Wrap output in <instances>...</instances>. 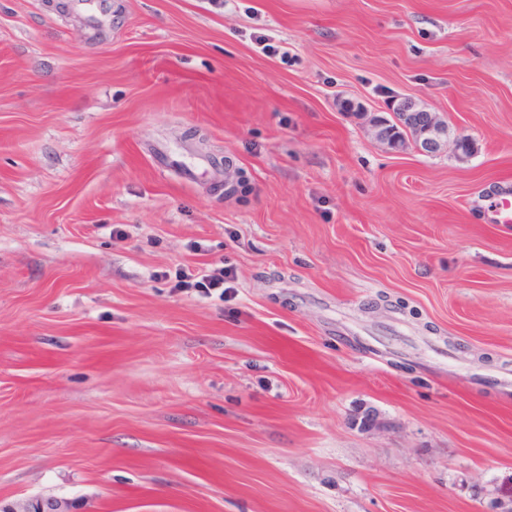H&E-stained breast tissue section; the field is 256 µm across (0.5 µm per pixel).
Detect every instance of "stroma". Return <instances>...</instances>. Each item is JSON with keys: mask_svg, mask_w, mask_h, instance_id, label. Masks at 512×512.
<instances>
[{"mask_svg": "<svg viewBox=\"0 0 512 512\" xmlns=\"http://www.w3.org/2000/svg\"><path fill=\"white\" fill-rule=\"evenodd\" d=\"M508 178L512 0H0V500L512 512ZM343 109L346 111H354L355 115L361 117V112H364V121L366 125L369 127L374 138L383 145H386L388 148V139L386 133L384 132L386 124L382 121L381 113L379 112H365L358 106L354 108L351 103H344ZM428 110L421 107V109L408 114L404 120V128H398L393 134L394 144L392 147L400 149L407 145V141L411 139L413 144L417 141V132L419 127L424 124L428 119ZM441 125L430 124L423 130L418 132V146L417 148L423 152L433 153L440 150L447 144L446 132L442 130ZM488 224L512 225V183L505 181L497 186L486 214ZM176 288H194L204 296H211L212 290L222 288L219 297L224 296L225 289L233 287H224V284L234 279V275L229 269L223 266L214 269L210 274H204L197 279L194 274L188 273L185 269L179 268L175 272ZM225 288V289H224Z\"/></svg>", "mask_w": 512, "mask_h": 512, "instance_id": "35a3bbf8", "label": "stroma"}]
</instances>
